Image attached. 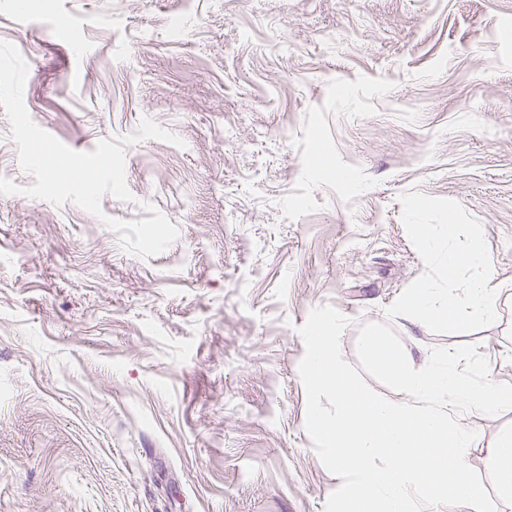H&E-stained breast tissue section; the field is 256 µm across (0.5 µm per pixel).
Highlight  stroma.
<instances>
[{"label":"stroma","mask_w":512,"mask_h":512,"mask_svg":"<svg viewBox=\"0 0 512 512\" xmlns=\"http://www.w3.org/2000/svg\"><path fill=\"white\" fill-rule=\"evenodd\" d=\"M32 120L73 150L141 118L132 201L179 228L142 258L68 201L22 195L0 109V512H323L297 331L334 305L417 360L478 347L512 383V0H0ZM483 226L499 317L439 335L385 310L425 270L399 197ZM471 465L512 410L460 415Z\"/></svg>","instance_id":"obj_1"}]
</instances>
